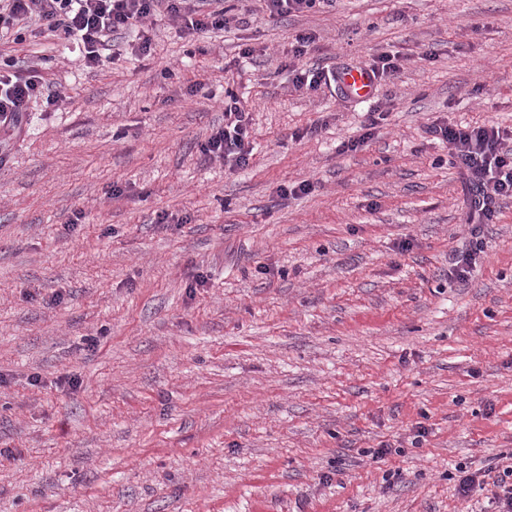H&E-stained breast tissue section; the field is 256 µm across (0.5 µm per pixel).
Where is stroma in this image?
Listing matches in <instances>:
<instances>
[{"mask_svg": "<svg viewBox=\"0 0 512 512\" xmlns=\"http://www.w3.org/2000/svg\"><path fill=\"white\" fill-rule=\"evenodd\" d=\"M224 5L93 69L0 42L65 92L0 131V512H494L455 476L512 452V200L450 279L465 194L425 127H512V0ZM301 32L304 66L403 67L364 102L294 90ZM230 94L241 170L200 151ZM262 2L263 12L269 17L290 16L303 14L321 6L332 4L334 0H259ZM375 114H377V117H375ZM386 119V112L381 111L380 112H371L369 121L367 124H365L362 128L363 132L359 134L357 137L348 140L347 142L342 143V149L341 151L347 152V151H357L359 148L363 147L364 144L368 142V140L372 139L375 135V133L378 130L380 120Z\"/></svg>", "mask_w": 512, "mask_h": 512, "instance_id": "stroma-1", "label": "stroma"}]
</instances>
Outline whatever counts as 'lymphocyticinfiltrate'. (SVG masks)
<instances>
[{
    "label": "lymphocytic infiltrate",
    "instance_id": "lymphocytic-infiltrate-1",
    "mask_svg": "<svg viewBox=\"0 0 512 512\" xmlns=\"http://www.w3.org/2000/svg\"><path fill=\"white\" fill-rule=\"evenodd\" d=\"M160 17L168 18L181 37L191 39L224 29L231 22L222 0H0V40L9 38L21 45L28 37L60 32L91 68L102 60L116 59L115 39L132 30L137 33L132 54L150 56L151 26ZM315 40L311 33L295 37L294 59L288 68L296 89L314 91L336 82L335 70L299 66V57ZM61 97V90L47 83L36 66H20L14 57L0 60V129L21 130L23 118L34 103L49 107ZM426 131L447 145L465 184L475 192L466 222L476 240L455 256L448 269L451 278L464 282L481 258L483 246L477 237L482 225L492 222L500 201L512 199V129L494 123L476 126L436 119ZM201 151L232 170L249 165L253 151L251 118L236 97L225 99L224 126L210 135Z\"/></svg>",
    "mask_w": 512,
    "mask_h": 512
}]
</instances>
